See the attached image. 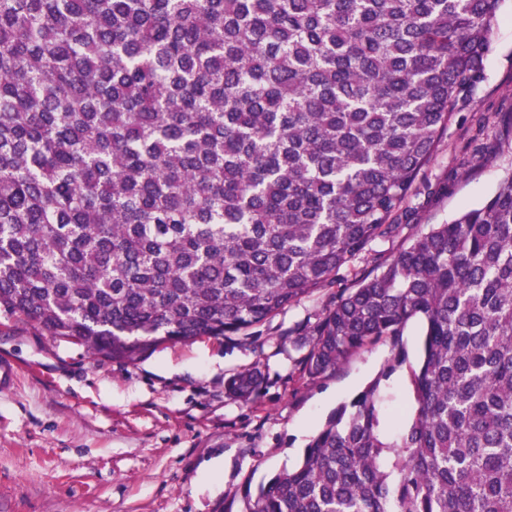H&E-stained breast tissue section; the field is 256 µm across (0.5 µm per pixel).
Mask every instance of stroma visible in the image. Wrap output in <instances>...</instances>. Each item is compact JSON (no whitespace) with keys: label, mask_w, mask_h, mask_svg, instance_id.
Returning a JSON list of instances; mask_svg holds the SVG:
<instances>
[{"label":"stroma","mask_w":512,"mask_h":512,"mask_svg":"<svg viewBox=\"0 0 512 512\" xmlns=\"http://www.w3.org/2000/svg\"><path fill=\"white\" fill-rule=\"evenodd\" d=\"M484 80L456 109L409 201L410 226L378 263L433 224L483 204L512 171V0L489 33ZM323 288L240 336L160 345L134 364L92 358L0 315V354L18 364L0 388V512H216L246 481L296 465L336 405L391 356L368 344L335 373L310 376ZM260 368L250 401L227 394Z\"/></svg>","instance_id":"obj_1"}]
</instances>
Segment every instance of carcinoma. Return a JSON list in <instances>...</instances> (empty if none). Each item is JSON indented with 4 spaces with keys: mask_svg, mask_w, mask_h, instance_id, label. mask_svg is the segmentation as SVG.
I'll use <instances>...</instances> for the list:
<instances>
[{
    "mask_svg": "<svg viewBox=\"0 0 512 512\" xmlns=\"http://www.w3.org/2000/svg\"><path fill=\"white\" fill-rule=\"evenodd\" d=\"M501 3L0 0V313L134 364L348 278L309 374L376 340L390 361L225 512H512V173L354 265L409 216ZM415 318L414 405L389 425ZM422 325L419 320L410 321L400 336V344L407 353V364L399 368L387 381L389 399L385 403V413L393 419L398 408L410 409L413 405V395L409 380L408 364L414 363L419 356Z\"/></svg>",
    "mask_w": 512,
    "mask_h": 512,
    "instance_id": "1",
    "label": "carcinoma"
}]
</instances>
